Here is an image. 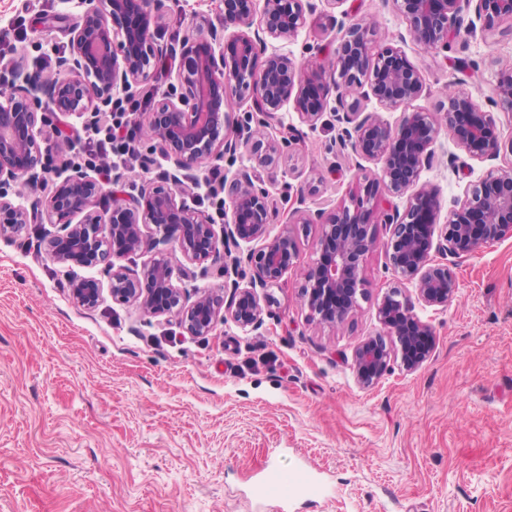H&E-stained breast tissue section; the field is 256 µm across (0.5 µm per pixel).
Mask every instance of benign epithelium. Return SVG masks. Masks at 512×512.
Listing matches in <instances>:
<instances>
[{"instance_id":"benign-epithelium-1","label":"benign epithelium","mask_w":512,"mask_h":512,"mask_svg":"<svg viewBox=\"0 0 512 512\" xmlns=\"http://www.w3.org/2000/svg\"><path fill=\"white\" fill-rule=\"evenodd\" d=\"M263 2L255 20L257 2ZM332 9L343 0H222L224 29L185 40L180 46L176 74L179 94L165 93L146 121L151 145H159L174 172L190 171L207 161H222L239 149L250 151L271 165L289 155L292 142L267 133L270 120L292 103L301 120L311 126L329 113L336 122L334 147L354 168L381 160V174L367 179L369 186L357 196L354 208L326 209L321 191L300 190L291 211L292 224H319V257L303 272L301 300L317 322L337 327L356 311L360 273L365 256L376 246L372 225L383 219L391 235L386 254L394 274L414 288L425 307H446L457 291L455 259L512 237V164L489 169L469 185L445 223L439 222V189H414L423 170L434 166V144L439 124L432 112L414 107L426 87L419 69L397 48L378 49L374 31L347 12L336 20L338 44L336 72L320 66L297 71L288 56L273 43L297 36L317 2ZM160 0H93L72 22L55 14L47 26L62 25L68 35V54L58 60L63 77L44 84L23 60L10 63L15 88L0 93V236L19 235L29 224L27 194L9 189L39 164L43 154L38 109L47 104L85 123L104 116L114 93L131 92L146 79L163 50L154 30L164 23ZM407 22V35L431 50H443L461 35L477 36L475 20H512V0H391ZM474 9L475 19L465 20ZM249 95L256 127L242 138L234 114ZM334 105H329V95ZM371 99L389 108H403L397 126L376 112L362 111ZM448 126L458 146L471 159L494 161L501 152V132L487 114L459 125L479 111L469 94L451 92ZM490 103L512 112V68L500 72ZM383 182L390 194L406 197V205L382 207L373 184ZM228 192L231 217L223 236L198 209L178 198L176 179L155 185L144 181L139 195L127 204L112 200V208L98 211L102 195L98 179L81 169L72 171L41 200L47 223L57 230L47 234L50 257L71 269L108 263L104 285L93 277L75 275L72 298L95 308L109 293L120 304L134 302L145 313L176 318L189 336L209 335L217 322L230 320L244 331L259 326L264 309L259 288L278 285L297 264L296 242L288 230L271 233L274 215L265 181L250 168L234 174ZM171 240L183 258L198 266L217 259L221 248L240 250L231 264L223 265L224 287L233 289L230 300L200 291L189 300L175 284L174 271L164 258L154 259L138 271L115 266L114 261L148 250L153 236ZM253 265L249 281L235 277L242 262ZM386 335L363 340L355 349L353 369L362 387H371L400 359L408 372L419 369L432 347L417 350V338L433 335L429 323L414 314V304L400 288L392 287L376 309Z\"/></svg>"}]
</instances>
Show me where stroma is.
<instances>
[{"instance_id": "obj_1", "label": "stroma", "mask_w": 512, "mask_h": 512, "mask_svg": "<svg viewBox=\"0 0 512 512\" xmlns=\"http://www.w3.org/2000/svg\"><path fill=\"white\" fill-rule=\"evenodd\" d=\"M343 10L375 27L377 47H398L428 89L416 105L435 110L445 85L472 94L502 133L497 162L467 160L441 126L437 162L421 183L438 185L449 213L465 187L491 165L512 162V115L489 98L502 69L512 68V21L435 52L400 42L407 23L391 0H344ZM60 0H0V29L23 21L24 41L0 48L24 57L43 77L58 76L67 36L44 35L42 21ZM157 43L177 50L218 28L220 0H164ZM337 32L319 7L299 36L278 50L294 64L329 66ZM295 127L294 169L263 167L272 181V232L291 230L297 267L267 294L263 322L250 331L218 322L206 336L181 334L175 318L104 298L86 309L71 297L70 268L52 262L40 242L44 220L26 235L0 237V512H512V238L458 259L457 293L446 307H416L434 332L430 359L417 371L391 364L364 388L353 353L381 332L376 307L395 277L374 227L376 248L363 263L364 296L332 328L309 317L300 299L301 270L315 263L320 227L290 224L299 189L322 179L325 197L349 201L359 173L334 154L328 124L302 123L286 106L270 128ZM136 157L120 168L132 199L143 180L161 177ZM165 257L188 293L222 290L217 265L188 264L173 242L123 259L139 270ZM310 470L318 493L289 503L259 491L268 470Z\"/></svg>"}]
</instances>
